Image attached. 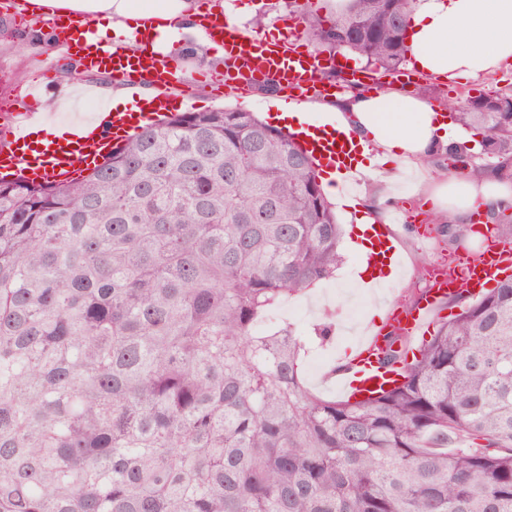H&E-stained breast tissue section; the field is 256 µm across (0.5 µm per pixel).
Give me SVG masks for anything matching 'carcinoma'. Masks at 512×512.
<instances>
[{
	"mask_svg": "<svg viewBox=\"0 0 512 512\" xmlns=\"http://www.w3.org/2000/svg\"><path fill=\"white\" fill-rule=\"evenodd\" d=\"M289 0L400 71L415 0ZM512 159V89L450 102ZM311 157L238 108L165 115L81 178H0V512H512V276L363 399L308 386L284 299L333 277Z\"/></svg>",
	"mask_w": 512,
	"mask_h": 512,
	"instance_id": "1",
	"label": "carcinoma"
}]
</instances>
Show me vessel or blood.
<instances>
[{
  "label": "vessel or blood",
  "mask_w": 512,
  "mask_h": 512,
  "mask_svg": "<svg viewBox=\"0 0 512 512\" xmlns=\"http://www.w3.org/2000/svg\"><path fill=\"white\" fill-rule=\"evenodd\" d=\"M227 30V24L218 18L211 19L206 28L207 33L227 36L224 43L226 86L238 82L236 62L246 55L250 58L248 84L275 81L299 102L312 96H335L334 84L319 82L317 74L321 60L313 53L301 55L288 48L275 49L262 39L244 45L229 37ZM81 50L86 71L101 72L134 87L154 86V106L144 108L141 98L136 97L130 102L128 111L96 113L98 135L86 136L76 128L69 136L35 142L30 138L29 129L44 119L43 113L34 107L39 89L12 98L9 108L0 111L1 176L38 182L70 180L77 164L92 166L104 162L116 146L124 143L130 131L139 130L154 116L174 109L175 97L170 90L178 81V67L171 56L149 47L140 55H130L106 40L82 43ZM466 268V288L471 293H479L497 274L512 268V246L500 245L497 251L467 262ZM452 294L449 288H433L411 309L397 305L387 309L385 326L368 330L337 368L335 378L344 394L363 397L368 393L367 383L399 379L401 365L388 368L380 365L381 352L389 342L388 331L407 336L427 333L441 301Z\"/></svg>",
  "instance_id": "vessel-or-blood-1"
}]
</instances>
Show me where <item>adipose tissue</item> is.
I'll return each instance as SVG.
<instances>
[{
    "label": "adipose tissue",
    "instance_id": "obj_1",
    "mask_svg": "<svg viewBox=\"0 0 512 512\" xmlns=\"http://www.w3.org/2000/svg\"><path fill=\"white\" fill-rule=\"evenodd\" d=\"M15 11L46 20L68 16L90 25L97 35L125 34L127 51L139 53L142 36L155 35V50L170 53L178 34L195 38L212 49L202 20L220 16L240 29L238 11L229 0H16ZM406 44L419 72L440 80L489 74L512 59V0H416L407 28ZM284 123L296 132L335 128L359 148L353 175L368 181L363 198L369 215L357 225L355 240L369 252L371 227L388 221L385 208L395 196L394 185L406 170L426 172L428 156L448 146L456 132L440 109L418 95L395 91L352 92L318 105L289 106ZM501 174L467 170L451 175L446 185L428 188L437 217L466 224L478 212L512 211V163Z\"/></svg>",
    "mask_w": 512,
    "mask_h": 512
}]
</instances>
